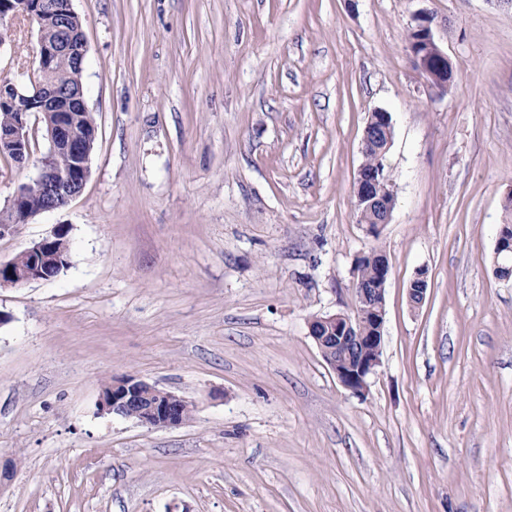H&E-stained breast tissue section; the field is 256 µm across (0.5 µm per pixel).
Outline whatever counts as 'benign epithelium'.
<instances>
[{"label": "benign epithelium", "mask_w": 512, "mask_h": 512, "mask_svg": "<svg viewBox=\"0 0 512 512\" xmlns=\"http://www.w3.org/2000/svg\"><path fill=\"white\" fill-rule=\"evenodd\" d=\"M25 17L37 19V53L35 62L27 69L28 84L23 86L10 79L0 81V105L16 111V119L0 127V157H5L17 170H32L28 181L17 186L0 210V238L14 233L17 223L26 224L33 217L61 207L59 201H70L79 195L90 174V144L77 139L73 106L87 107L84 85L76 90L62 89L45 83L41 76L51 67L60 46L45 36L49 28L65 20L73 25L72 48L79 66H84L87 41L82 22L74 11L72 0H0V47L11 36L14 21ZM411 31L415 34L407 45L415 67L439 93L448 91L454 80V69L448 54L437 43L429 13L415 15ZM37 115L48 142L47 151L37 157L31 146L30 116ZM66 153L71 163L60 168L55 157ZM357 202L378 205L380 218L374 231L389 223L393 211V193L385 185V177L374 172L355 176ZM58 226L52 233L26 249L30 257L25 267L10 260L0 263V287L19 286L32 281H49L57 277L63 263L69 262L70 244ZM512 236L498 233L494 252V269L498 279L512 278ZM381 285L377 288L353 289L354 301L350 311L327 314L310 322V336L321 356L346 389L362 394L368 379L379 366L382 354V333L385 325V286L390 267L387 259L378 263ZM427 291L426 272L411 281L408 300L419 307ZM179 395L134 376L115 380L104 387L98 401L101 413L117 415L149 428H175L185 423Z\"/></svg>", "instance_id": "benign-epithelium-1"}]
</instances>
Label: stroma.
Returning a JSON list of instances; mask_svg holds the SVG:
<instances>
[{
  "label": "stroma",
  "instance_id": "1",
  "mask_svg": "<svg viewBox=\"0 0 512 512\" xmlns=\"http://www.w3.org/2000/svg\"><path fill=\"white\" fill-rule=\"evenodd\" d=\"M97 124L65 206L0 262L68 229L56 278L0 288V512H512V9L496 0H73ZM427 11L455 80L405 35ZM36 32L14 24L0 77ZM390 113L394 209L353 185ZM386 254L381 364L364 395L309 323ZM428 288L411 309L418 270ZM134 376L187 400L176 428L101 414ZM432 18L428 12L415 15L410 28L415 34L408 51L415 67L426 77L430 86L438 93L448 92V85L454 80V69L448 54L437 43ZM512 256V236L509 237L502 232L498 233L496 238L494 252V269L498 279L508 281L512 278V265L507 267L505 263L511 260Z\"/></svg>",
  "mask_w": 512,
  "mask_h": 512
}]
</instances>
